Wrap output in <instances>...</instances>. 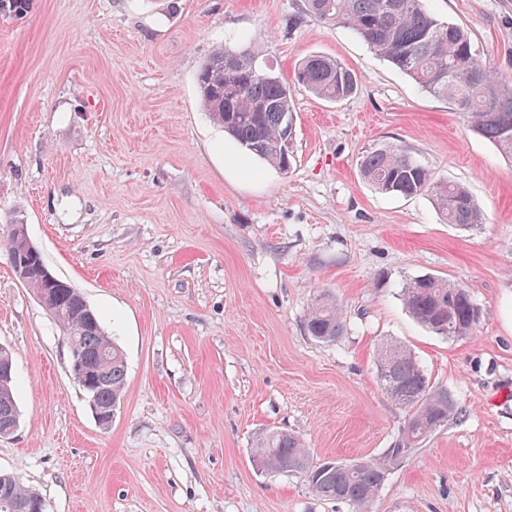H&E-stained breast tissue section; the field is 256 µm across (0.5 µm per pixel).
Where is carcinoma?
<instances>
[{
  "instance_id": "carcinoma-1",
  "label": "carcinoma",
  "mask_w": 512,
  "mask_h": 512,
  "mask_svg": "<svg viewBox=\"0 0 512 512\" xmlns=\"http://www.w3.org/2000/svg\"><path fill=\"white\" fill-rule=\"evenodd\" d=\"M425 0H304V15L345 27L374 52L413 79L426 93L451 100L470 129L512 159V85L500 81L494 70L474 52L469 32L439 19ZM233 67L224 69V60ZM298 84L331 101L352 96L356 74L339 61L314 55L302 63ZM197 83L203 107L242 149L282 172L290 168L285 142L291 138L286 116L293 112L287 79L259 69L256 60L225 47H217L202 64ZM363 178L379 193L412 197L430 196L444 220L465 228L483 223V215L469 191L458 183L438 181L425 166L395 147L375 149L363 156ZM0 247L9 259L32 271L22 284L39 295L45 284L33 270L39 258L7 230ZM409 315L436 335L459 339L470 335L480 322L479 308L463 286L423 275L401 288ZM52 317L62 326L67 341L79 356L95 366L102 380L93 393L103 405L120 409L126 381L122 350L105 331L96 312L72 287H59L50 296ZM305 330L323 343H331L346 330V319L336 300L319 295L308 310ZM379 381L388 395L408 409L402 433L385 456L367 461H336L326 467L313 464L307 448L295 435L268 430L257 439L254 461L264 471L288 470L303 474L312 492L345 503L354 512H370L384 486L394 458L406 455L459 413L448 390L430 384L416 357L397 344H384L377 352ZM16 377L0 379V434L16 427L20 411L15 397ZM0 512H46L42 497L11 474L0 473Z\"/></svg>"
}]
</instances>
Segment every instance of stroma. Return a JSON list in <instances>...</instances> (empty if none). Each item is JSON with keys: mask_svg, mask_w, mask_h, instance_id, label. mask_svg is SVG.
<instances>
[{"mask_svg": "<svg viewBox=\"0 0 512 512\" xmlns=\"http://www.w3.org/2000/svg\"><path fill=\"white\" fill-rule=\"evenodd\" d=\"M304 0H31L0 11V219L17 215L59 279L122 349L109 428L69 374L62 331L0 249V345L20 423L0 471L48 512H351L304 475L265 472L259 434L299 435L314 462L379 458L406 410L376 353L406 346L461 409L399 461L372 512H512V162L351 31ZM512 84V0H427ZM294 79L311 55L358 76L342 101L292 91L288 172L225 136L196 75L216 46ZM396 147L470 191L486 222L445 223L426 195L360 174ZM464 286L480 310L450 340L400 300L412 278ZM333 343L304 321L321 292ZM305 330L309 336L323 343L335 342L346 330V319L336 300L329 294H320L308 310Z\"/></svg>", "mask_w": 512, "mask_h": 512, "instance_id": "obj_1", "label": "stroma"}]
</instances>
